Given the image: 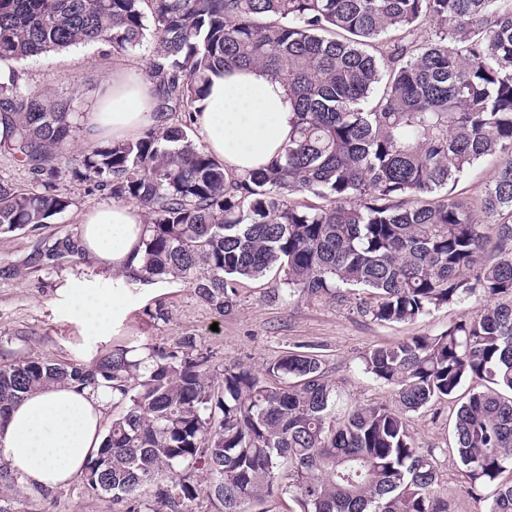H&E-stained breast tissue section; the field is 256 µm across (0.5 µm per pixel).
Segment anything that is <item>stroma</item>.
Returning a JSON list of instances; mask_svg holds the SVG:
<instances>
[{"label": "stroma", "mask_w": 512, "mask_h": 512, "mask_svg": "<svg viewBox=\"0 0 512 512\" xmlns=\"http://www.w3.org/2000/svg\"><path fill=\"white\" fill-rule=\"evenodd\" d=\"M148 65L147 51L115 54L96 44L44 54L18 63L16 70L21 83L32 90L48 87L65 97L72 89H80L82 96L74 106L85 113L104 77L120 70L141 74ZM58 188L73 200L65 213L34 232L0 234V363L26 357L54 363L92 361L77 328L60 319L56 300L59 289L71 280L97 274L93 259H66L52 269L30 266L29 259L56 238L80 235L78 215L106 203L108 197L68 175ZM279 286L278 278L272 275L246 282L237 308L222 317L201 303L184 283L163 282L159 300L169 311L168 320H152L144 311H137L124 335L100 343L99 348H172L189 339L196 352L211 354L212 367L220 371L228 362L258 368L284 352L313 347L323 356L345 404L391 406L396 399L394 390L362 372L360 355L410 336L441 332L463 313L454 306L412 323L380 325L328 301L275 299L273 293ZM481 387L480 380H467L454 398L440 403L438 410L424 409L410 418L417 448L435 454L438 490L447 499L450 512H487V501L467 494L464 473L452 459L455 411L469 393ZM0 504L11 512H113L111 495L91 490L82 478L57 490H32L18 481L11 489L0 488Z\"/></svg>", "instance_id": "35a3bbf8"}]
</instances>
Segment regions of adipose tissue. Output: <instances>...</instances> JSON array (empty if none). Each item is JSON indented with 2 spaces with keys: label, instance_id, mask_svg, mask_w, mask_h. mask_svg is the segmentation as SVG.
Returning a JSON list of instances; mask_svg holds the SVG:
<instances>
[{
  "label": "adipose tissue",
  "instance_id": "ef3b65f1",
  "mask_svg": "<svg viewBox=\"0 0 512 512\" xmlns=\"http://www.w3.org/2000/svg\"><path fill=\"white\" fill-rule=\"evenodd\" d=\"M153 81L131 73L106 81L81 125L86 142L131 139L154 119ZM294 112L280 81L257 68L211 77L208 94L192 125L206 151L241 174L282 155L293 130ZM85 252L111 287L83 281L59 291L63 318L85 342L122 335L152 291L134 294L123 273L136 257L144 229L138 208L104 204L82 212ZM111 390L53 385L27 394L11 409L0 432V469L32 489H59L82 474L98 451Z\"/></svg>",
  "mask_w": 512,
  "mask_h": 512
}]
</instances>
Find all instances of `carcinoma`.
I'll use <instances>...</instances> for the list:
<instances>
[{
    "label": "carcinoma",
    "instance_id": "1",
    "mask_svg": "<svg viewBox=\"0 0 512 512\" xmlns=\"http://www.w3.org/2000/svg\"><path fill=\"white\" fill-rule=\"evenodd\" d=\"M101 43L145 50L160 120L134 139L73 157L72 102L20 84L12 64ZM0 152L33 184L0 180V234L40 229L73 202L64 173L145 213L128 283L178 280L220 316L245 280L280 278L281 297L332 300L379 323L414 322L475 298L437 334L360 357L396 391L390 408L339 412L342 394L309 347L262 371L177 349L115 348L88 366L27 358L0 365V429L54 384L112 388L124 412L87 464L117 512H449L410 414L488 384L454 418L456 463L488 512H512V0H0ZM259 66L294 102L285 152L242 175L192 138L210 75ZM496 160L475 203L454 193ZM494 242L497 257L483 258ZM56 239L30 264L81 258ZM204 475L208 483L198 482ZM154 488L145 497L147 488Z\"/></svg>",
    "mask_w": 512,
    "mask_h": 512
}]
</instances>
